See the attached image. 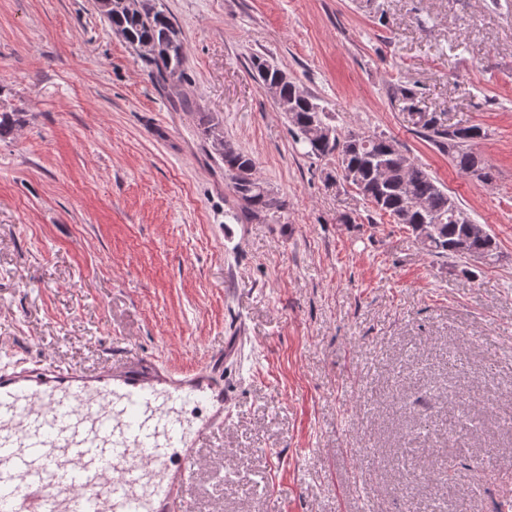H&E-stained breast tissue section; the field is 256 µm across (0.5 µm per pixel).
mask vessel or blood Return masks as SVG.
I'll return each instance as SVG.
<instances>
[{
    "label": "vessel or blood",
    "instance_id": "obj_1",
    "mask_svg": "<svg viewBox=\"0 0 512 512\" xmlns=\"http://www.w3.org/2000/svg\"><path fill=\"white\" fill-rule=\"evenodd\" d=\"M223 365L1 369L0 512H190L203 442L224 425Z\"/></svg>",
    "mask_w": 512,
    "mask_h": 512
}]
</instances>
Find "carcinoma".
<instances>
[{"instance_id": "carcinoma-1", "label": "carcinoma", "mask_w": 512, "mask_h": 512, "mask_svg": "<svg viewBox=\"0 0 512 512\" xmlns=\"http://www.w3.org/2000/svg\"><path fill=\"white\" fill-rule=\"evenodd\" d=\"M100 11L112 29L134 49L148 75L165 85L184 79L186 46L181 30L156 0H103ZM262 84L275 86L279 97L292 101L288 121L295 143L308 157H337L338 178L354 186L373 211L403 224L428 253L493 260L498 257L496 239L484 225L472 220L452 199L441 183L421 164L411 159L397 141L383 133L334 134L314 148L312 124L328 125V114L315 99L288 78L278 66L261 58L253 60ZM429 142L448 152L460 173L487 181L489 167L471 148L484 136L478 126L447 127L432 116L420 125ZM202 134L217 145L224 162V179L238 201L239 211L249 218L274 215L286 207L281 197L260 193L264 182L257 176L256 161L249 154L224 141L220 122L210 115L202 121Z\"/></svg>"}]
</instances>
